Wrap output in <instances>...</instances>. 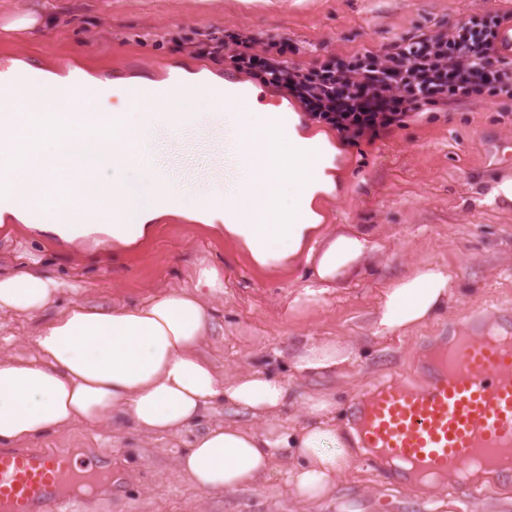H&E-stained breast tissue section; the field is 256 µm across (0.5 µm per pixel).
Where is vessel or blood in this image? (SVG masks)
I'll use <instances>...</instances> for the list:
<instances>
[{
    "mask_svg": "<svg viewBox=\"0 0 512 512\" xmlns=\"http://www.w3.org/2000/svg\"><path fill=\"white\" fill-rule=\"evenodd\" d=\"M231 112L252 109L251 88L227 75L217 88ZM423 382L394 374L350 400L349 422L367 464L396 483L431 472L450 478L458 495H482L512 482V323L453 333L421 364ZM88 481L111 488L112 472L76 468L51 450L0 449V512H63Z\"/></svg>",
    "mask_w": 512,
    "mask_h": 512,
    "instance_id": "b4317fda",
    "label": "vessel or blood"
}]
</instances>
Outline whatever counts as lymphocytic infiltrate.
Wrapping results in <instances>:
<instances>
[{
  "label": "lymphocytic infiltrate",
  "instance_id": "f902f5d3",
  "mask_svg": "<svg viewBox=\"0 0 512 512\" xmlns=\"http://www.w3.org/2000/svg\"><path fill=\"white\" fill-rule=\"evenodd\" d=\"M512 11L437 24L381 46L300 62L302 43L259 41L239 30L217 42L228 70L259 79L293 99L311 121L335 130L348 146L374 143L424 112L470 101H512V60L495 49L498 27Z\"/></svg>",
  "mask_w": 512,
  "mask_h": 512
}]
</instances>
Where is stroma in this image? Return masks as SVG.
Instances as JSON below:
<instances>
[{
	"label": "stroma",
	"instance_id": "1",
	"mask_svg": "<svg viewBox=\"0 0 512 512\" xmlns=\"http://www.w3.org/2000/svg\"><path fill=\"white\" fill-rule=\"evenodd\" d=\"M495 9L512 10V0H0V22L38 11L55 18L45 34L0 30V58L61 76L81 69L112 80H162L179 71L221 77L224 61L211 55L210 39L228 30L343 53ZM510 111V101L469 102L422 113L371 145H337L338 188L314 203L321 232L352 225L371 235L376 248L356 276L306 304L296 301L312 282L305 259L283 270L258 269L221 230L183 214L162 218L139 245L104 254L92 237L72 247L48 243L19 224L0 229L1 266L34 264L79 290L62 292L50 310L28 319L1 313L0 357L33 359L38 328L74 302L134 306L193 287L199 269L212 266L224 292L209 300L213 326L201 354L228 378L254 367L287 378L283 422H299L301 403L312 394L330 396L337 414H345L352 396L369 384L395 372L419 376L425 355L449 332L464 330L473 311L492 303L512 316V203L483 201L512 177ZM213 149L204 138L190 150L166 138L160 160L190 184L206 171ZM426 264L448 267L461 288L457 301L404 339L374 338L372 317L385 288ZM308 339L354 343L361 359L342 378L295 376L288 354ZM232 417L219 402L176 436L107 422L48 432L28 445L81 463L111 458L112 491L68 504L67 512H512V483L488 496L453 500L445 486H390L360 460L329 497L311 506L287 496L277 474L248 491L198 490L178 461L206 427Z\"/></svg>",
	"mask_w": 512,
	"mask_h": 512
}]
</instances>
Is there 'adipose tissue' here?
I'll list each match as a JSON object with an SVG mask.
<instances>
[{
    "instance_id": "obj_1",
    "label": "adipose tissue",
    "mask_w": 512,
    "mask_h": 512,
    "mask_svg": "<svg viewBox=\"0 0 512 512\" xmlns=\"http://www.w3.org/2000/svg\"><path fill=\"white\" fill-rule=\"evenodd\" d=\"M218 80L186 75L183 81L143 78L120 83L83 71L60 77L18 61L0 74V224H21L75 245L102 233L129 247L161 217L182 212L220 226L264 269L306 257L314 285L302 300L328 292L357 272L372 250L361 232L330 235L315 246V199L336 190L335 154H324L323 135L300 129L296 115L281 127L263 113L220 119L213 92ZM142 91L140 106L121 113L112 96ZM211 125L224 131L225 171L232 181H206L186 189L173 175L158 179L159 134L174 140ZM318 156L306 176L309 156ZM251 196L242 221L241 196ZM194 291L175 290L125 308L73 303L39 329L36 359L0 360V446L49 430L96 427L121 418L150 434L180 433L223 402L249 425L228 422L200 434L178 465L206 492L256 487L278 468L281 452L295 464L284 484L294 499L321 501L352 471L357 437L336 421V405L307 397L301 422L285 426L277 415L288 401L285 378L254 368L226 379L202 359L198 347L211 326L202 290L221 294L224 281L201 268ZM61 280L30 268L0 272V313L33 316L53 305ZM459 290L447 267L426 265L386 288L372 322L381 340L445 312ZM359 358L355 344L304 341L291 358L301 377L340 375Z\"/></svg>"
}]
</instances>
